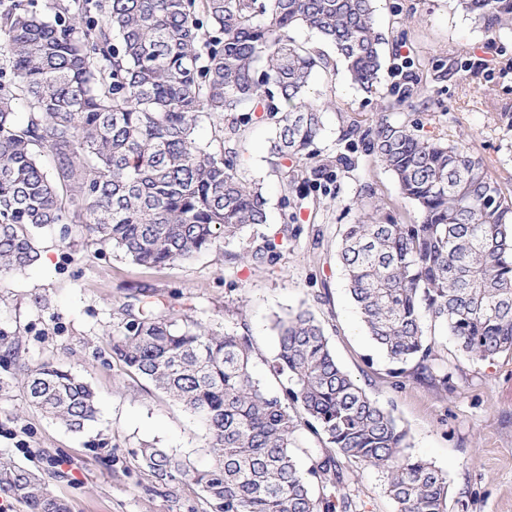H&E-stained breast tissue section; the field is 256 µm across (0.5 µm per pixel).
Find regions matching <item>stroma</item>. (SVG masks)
Segmentation results:
<instances>
[{
	"label": "stroma",
	"instance_id": "stroma-1",
	"mask_svg": "<svg viewBox=\"0 0 512 512\" xmlns=\"http://www.w3.org/2000/svg\"><path fill=\"white\" fill-rule=\"evenodd\" d=\"M384 38L381 81L353 87L343 66L312 75V96L333 101L322 114L315 157L298 160L301 207L289 204L270 152L272 129L250 126L235 143L237 174L262 184L266 224L184 262L139 266L111 247L59 226L37 230L42 261L0 276V331L19 335L21 361H53L72 369L99 397L96 422L73 433L29 407L21 387L0 396V426L20 431L25 448L0 436V454L42 474L71 512H209L190 485H158L138 465L137 448L151 445L203 469L212 462L196 418L113 361L110 343L121 331L118 309L136 289L175 294L195 318L233 326L246 319L254 338L253 370L268 388L276 353L273 323L307 304L323 324L340 366L407 429L410 452L448 480L449 512H512V355L475 361L435 328L437 373L447 384L393 376L361 322L337 259L341 225L357 214L345 200L370 186L375 201L406 222L415 217L389 172L375 165L364 140H343L349 119L371 125L379 113L418 124L421 134L462 141L483 158L505 195H512V31L492 34L463 14L456 0H376ZM345 155L349 172L315 175L322 159ZM296 214L295 239L264 264L244 262L262 237L276 236ZM346 483L364 512H397L377 471L342 461Z\"/></svg>",
	"mask_w": 512,
	"mask_h": 512
}]
</instances>
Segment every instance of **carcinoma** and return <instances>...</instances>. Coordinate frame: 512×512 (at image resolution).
<instances>
[{
  "instance_id": "cac0c4a2",
  "label": "carcinoma",
  "mask_w": 512,
  "mask_h": 512,
  "mask_svg": "<svg viewBox=\"0 0 512 512\" xmlns=\"http://www.w3.org/2000/svg\"><path fill=\"white\" fill-rule=\"evenodd\" d=\"M488 32L512 29V0H457ZM374 0H0V274L39 259L35 230L80 225L82 234L141 266L174 265L266 223L261 188L239 179L235 149L200 143V114L221 113L228 138L260 112L275 137L281 180L311 152L331 100H309L312 74L335 65L296 41L304 26L332 46L357 88L379 82ZM26 103V116L15 112ZM371 137L418 217L399 222L364 196L338 256L367 335L404 374H433L441 326L473 360L512 354V195L463 142L424 136L381 115L342 139ZM278 247L262 238L242 259L261 264ZM112 359L182 404L214 457L203 470L163 448L134 452L160 484L189 483L209 512H360L340 466L382 473L397 512H448V481L407 452V430L344 371L308 309L277 319L272 391L252 371L245 320L217 330L176 314L165 295L139 289L122 304ZM0 392L17 381L29 405L72 432L97 419L92 387L61 365L17 364L20 340L0 332ZM305 427L321 453L295 455ZM0 498L23 512H70L42 474L0 455Z\"/></svg>"
}]
</instances>
